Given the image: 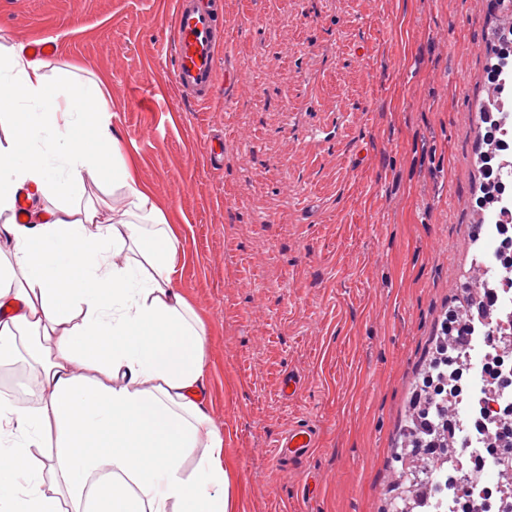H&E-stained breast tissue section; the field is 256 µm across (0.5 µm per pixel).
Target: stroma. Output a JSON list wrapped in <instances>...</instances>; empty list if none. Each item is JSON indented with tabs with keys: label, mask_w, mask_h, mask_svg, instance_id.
I'll use <instances>...</instances> for the list:
<instances>
[{
	"label": "stroma",
	"mask_w": 512,
	"mask_h": 512,
	"mask_svg": "<svg viewBox=\"0 0 512 512\" xmlns=\"http://www.w3.org/2000/svg\"><path fill=\"white\" fill-rule=\"evenodd\" d=\"M172 2L0 0V38L48 36L49 72L103 81L122 154L177 230L235 512H386L444 313L466 300L467 110L494 18L480 0H224L215 91L197 102L163 56ZM296 426L315 446L279 460Z\"/></svg>",
	"instance_id": "35a3bbf8"
}]
</instances>
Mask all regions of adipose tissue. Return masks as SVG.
<instances>
[{"label":"adipose tissue","mask_w":512,"mask_h":512,"mask_svg":"<svg viewBox=\"0 0 512 512\" xmlns=\"http://www.w3.org/2000/svg\"><path fill=\"white\" fill-rule=\"evenodd\" d=\"M47 67L0 44V307L17 308L0 360L26 340L38 399L0 400V512H233L177 234L124 161L99 83ZM91 169L111 171L122 205L84 203Z\"/></svg>","instance_id":"1"}]
</instances>
